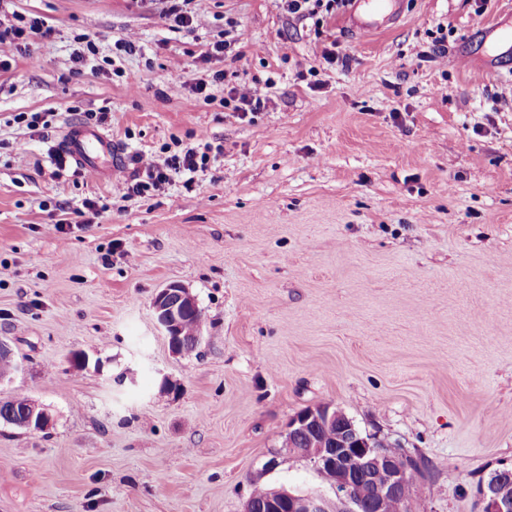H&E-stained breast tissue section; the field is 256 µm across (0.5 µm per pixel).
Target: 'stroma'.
Returning a JSON list of instances; mask_svg holds the SVG:
<instances>
[{
  "mask_svg": "<svg viewBox=\"0 0 512 512\" xmlns=\"http://www.w3.org/2000/svg\"><path fill=\"white\" fill-rule=\"evenodd\" d=\"M191 8L193 33L163 0H0V25L49 31L0 44V339L25 361L0 397L54 417L0 421V512L335 499L284 446L319 404L425 462L411 512H480L479 478L512 468V47L485 37L512 0H398L372 31L347 8L319 28L280 0ZM240 83L262 112L225 105ZM101 110L111 183L58 171L67 127ZM44 111L53 128L18 118ZM174 138L222 152L192 189L125 196L128 157ZM89 198L105 210L78 224ZM171 282L204 316L190 353L155 323ZM0 400V419L12 424L21 429H27L35 432H41L49 429L53 420L50 414L44 409L42 406L38 405L34 401L27 399V408H26V399L24 397H12ZM26 408V409H25ZM24 411L25 418V427L21 424L22 420V412ZM13 414L11 416L10 414Z\"/></svg>",
  "mask_w": 512,
  "mask_h": 512,
  "instance_id": "obj_1",
  "label": "stroma"
}]
</instances>
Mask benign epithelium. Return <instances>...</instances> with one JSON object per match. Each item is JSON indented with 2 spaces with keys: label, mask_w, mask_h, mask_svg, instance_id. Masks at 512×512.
Listing matches in <instances>:
<instances>
[{
  "label": "benign epithelium",
  "mask_w": 512,
  "mask_h": 512,
  "mask_svg": "<svg viewBox=\"0 0 512 512\" xmlns=\"http://www.w3.org/2000/svg\"><path fill=\"white\" fill-rule=\"evenodd\" d=\"M152 308L170 349L177 354L184 353L183 318L199 309L189 289L177 282L165 285L155 294ZM22 368L23 363L14 358L8 344L0 342V382L11 379ZM24 416L25 426L31 431H45L53 424L46 409L30 399ZM334 423L340 430L336 441L328 445L317 435L318 428H328ZM301 436L305 437L308 447H295L296 438ZM284 445L290 453L330 474L331 485L343 502L345 512H361L364 503L381 512L379 507L405 483L414 465L411 455L403 450L396 455L389 454L380 446V440L363 434L343 411L330 406L311 407L294 415L288 422ZM366 470L380 472L383 484L374 487L359 482ZM478 495L481 512H512V484H507L503 478L493 475L482 481ZM266 512H330V507L317 494L273 490L267 498Z\"/></svg>",
  "instance_id": "1"
}]
</instances>
